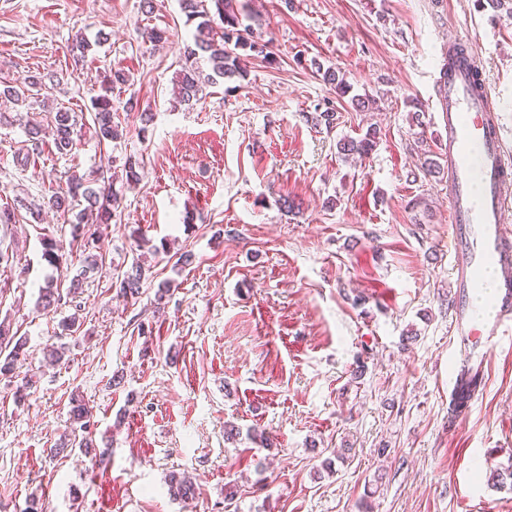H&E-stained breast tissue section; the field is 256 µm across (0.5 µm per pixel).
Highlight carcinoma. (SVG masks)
Wrapping results in <instances>:
<instances>
[{
	"mask_svg": "<svg viewBox=\"0 0 512 512\" xmlns=\"http://www.w3.org/2000/svg\"><path fill=\"white\" fill-rule=\"evenodd\" d=\"M181 10L186 17V23H196L194 43L184 50L185 62L181 69L175 73L177 99L186 105L199 99L203 87L216 83L217 79H233L245 73V57L254 52L263 55L267 62H273L272 52L268 45L253 39L252 31L242 24L237 0H180ZM234 44V49L227 48ZM244 54L237 53V50ZM322 80L341 95H346L351 89L350 84L337 74L336 71L326 69L322 72ZM127 83V76L120 70L108 69L104 71L100 85V94L92 98L94 109V123L99 142H113L120 138L118 125L113 121L112 89L114 86ZM40 82L24 79L16 86H7L0 93L12 98L16 102H25L33 97V89L39 87ZM54 146L57 151L70 152L76 148L79 141L80 127L79 115L65 108H60L53 117ZM376 132H367L359 140L349 139L340 143V149L351 154L361 156L369 154L375 146ZM81 197L87 203L85 212L90 216L92 224L84 222V216H79L76 224L71 226L70 248L78 255L81 265L79 277L70 282L73 289L79 288L80 280L99 271V254L96 253V243L89 242V230L100 234L102 229L111 226L114 204L117 196L112 189L106 186V176L102 171H94L86 177H75L68 185L67 192L57 195L49 200V204L56 209L66 208L69 199ZM43 257L57 269L69 265V259L63 244L54 239L43 242ZM145 276V269L140 262H135L131 269L125 273L119 283V292L132 299L141 294V284ZM63 295L59 291L58 283L48 282L41 289L39 305L42 309L61 305ZM7 351L4 359L0 360V375L13 377L20 359L27 357V341L10 333V326L0 322V352ZM70 417L77 427L71 433L63 434L54 445L55 451L78 446L84 454L90 455L96 451L97 444L91 431L90 411L83 399L72 395L70 399ZM168 484L171 494L184 499L194 494L195 487L192 478L180 473L169 475Z\"/></svg>",
	"mask_w": 512,
	"mask_h": 512,
	"instance_id": "obj_1",
	"label": "carcinoma"
}]
</instances>
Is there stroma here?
Instances as JSON below:
<instances>
[{
    "label": "stroma",
    "mask_w": 512,
    "mask_h": 512,
    "mask_svg": "<svg viewBox=\"0 0 512 512\" xmlns=\"http://www.w3.org/2000/svg\"><path fill=\"white\" fill-rule=\"evenodd\" d=\"M507 2L239 0L276 62L249 59L245 78L188 107L172 79L195 27L178 0L150 14L142 0H0V89L36 76L50 97L28 112L0 98V208L15 214L0 224L11 256L0 321L28 340L19 373L42 374L20 403L0 377V512H25L33 496L44 512H512V480L489 479L512 471V338L491 347L479 396L449 427L461 351L448 176L421 166L446 141L434 83L452 34L482 55L512 152ZM152 27L163 43L144 41ZM79 35L93 45L82 59L70 51ZM107 67L128 81L112 90L122 138L103 145L91 99ZM328 67L372 108L331 91ZM62 106L83 116L80 146L34 148L28 122L50 132ZM329 108L335 127L314 124ZM371 128L366 157L339 153L338 141ZM129 155L140 178L112 184L102 273L83 281L77 305L38 310L56 276L42 242L69 241L84 208L38 203L71 178L121 171ZM136 232L165 251L140 255ZM184 251L191 264L176 266ZM139 259L140 297H118V276ZM73 314L80 329L61 335ZM58 340L64 364L43 369V347ZM75 394L103 458L48 453L71 427ZM173 471L195 475L192 500L170 495Z\"/></svg>",
    "instance_id": "stroma-1"
}]
</instances>
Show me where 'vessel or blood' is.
Returning a JSON list of instances; mask_svg holds the SVG:
<instances>
[{"label": "vessel or blood", "mask_w": 512, "mask_h": 512, "mask_svg": "<svg viewBox=\"0 0 512 512\" xmlns=\"http://www.w3.org/2000/svg\"><path fill=\"white\" fill-rule=\"evenodd\" d=\"M448 45L434 89L447 132L453 333L466 339L468 366L478 347L512 332V226L504 222L512 207V153L504 147L481 56L461 36L450 37Z\"/></svg>", "instance_id": "vessel-or-blood-1"}]
</instances>
